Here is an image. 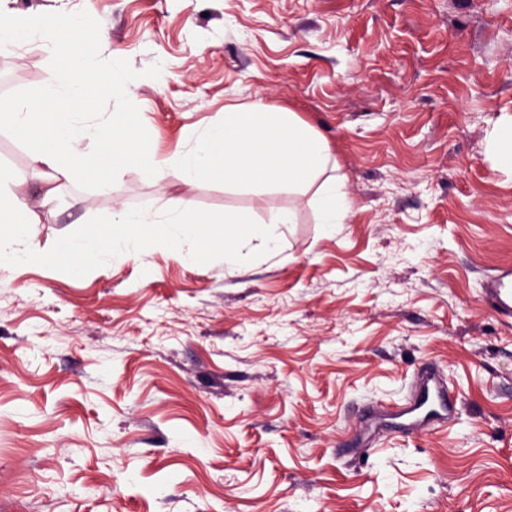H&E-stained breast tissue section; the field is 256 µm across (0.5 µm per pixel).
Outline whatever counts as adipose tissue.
<instances>
[{
    "instance_id": "1",
    "label": "adipose tissue",
    "mask_w": 512,
    "mask_h": 512,
    "mask_svg": "<svg viewBox=\"0 0 512 512\" xmlns=\"http://www.w3.org/2000/svg\"><path fill=\"white\" fill-rule=\"evenodd\" d=\"M70 29L66 17H47L34 24L0 9V37L47 39L59 58L62 74L50 93L27 96L6 107L11 127L30 144L32 164L47 172L45 199H52L61 183L77 177L111 178L119 168L134 166L158 182L171 166L186 183L220 176L232 188L262 186L291 195L310 193L319 223H347L351 215L347 177L331 171L329 144L297 113L276 112L260 102L225 107L220 125L201 129L189 150L166 161L157 159L142 137L136 113L113 112L91 121L90 95L112 93L113 81L92 69L96 34L86 33L75 55ZM87 141L98 145V153L84 151Z\"/></svg>"
}]
</instances>
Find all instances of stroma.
Returning <instances> with one entry per match:
<instances>
[{"label": "stroma", "instance_id": "obj_1", "mask_svg": "<svg viewBox=\"0 0 512 512\" xmlns=\"http://www.w3.org/2000/svg\"><path fill=\"white\" fill-rule=\"evenodd\" d=\"M98 29V113L136 112L159 158L228 105L291 110L328 141L352 214L223 179H74L42 200L29 146L0 161L47 251L96 215L186 199L257 220L276 251L201 265L161 246L77 278L0 264V512H512V319L483 302L512 266V0H8ZM32 39L0 52V101L50 91ZM456 411L420 432L422 370ZM491 136L493 148L499 159L512 167V116L499 123Z\"/></svg>", "mask_w": 512, "mask_h": 512}]
</instances>
